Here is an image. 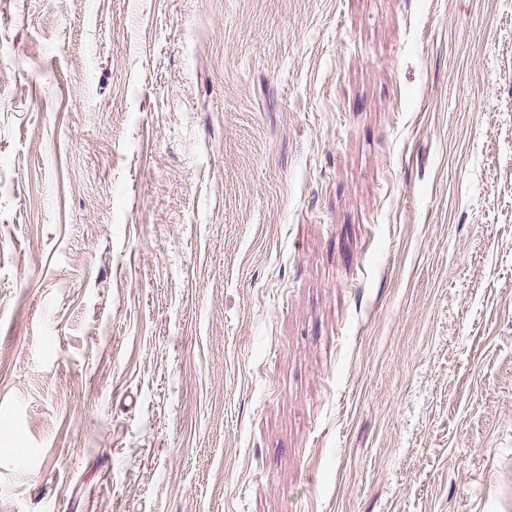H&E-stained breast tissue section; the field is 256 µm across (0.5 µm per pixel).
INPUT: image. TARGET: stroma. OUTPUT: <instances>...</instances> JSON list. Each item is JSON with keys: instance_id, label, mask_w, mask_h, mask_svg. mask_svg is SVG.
<instances>
[{"instance_id": "1", "label": "stroma", "mask_w": 512, "mask_h": 512, "mask_svg": "<svg viewBox=\"0 0 512 512\" xmlns=\"http://www.w3.org/2000/svg\"><path fill=\"white\" fill-rule=\"evenodd\" d=\"M0 512H512V0H0Z\"/></svg>"}]
</instances>
